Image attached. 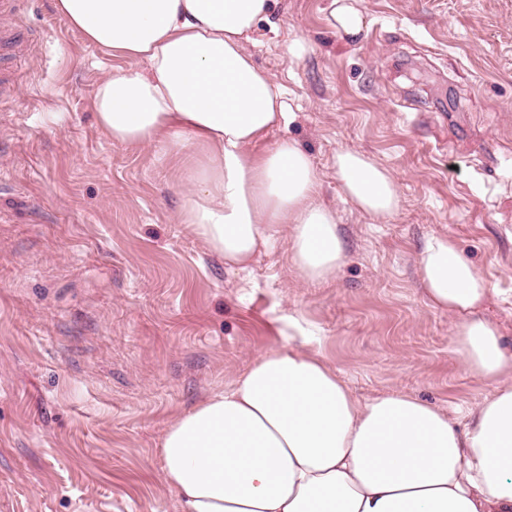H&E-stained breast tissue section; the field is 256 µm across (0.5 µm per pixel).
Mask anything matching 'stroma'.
<instances>
[{
  "mask_svg": "<svg viewBox=\"0 0 512 512\" xmlns=\"http://www.w3.org/2000/svg\"><path fill=\"white\" fill-rule=\"evenodd\" d=\"M328 0H277L246 49L284 91L295 139L336 209L347 261L298 283L279 242L232 271L177 221L174 162L109 140L94 90L112 58L20 0L28 56L0 94V512H181L158 445L171 419L228 387L259 351L309 341L362 398L403 390L481 401L416 256L452 237L488 280L512 353V0H360L353 41ZM397 178L376 224L339 195L337 150Z\"/></svg>",
  "mask_w": 512,
  "mask_h": 512,
  "instance_id": "obj_1",
  "label": "stroma"
}]
</instances>
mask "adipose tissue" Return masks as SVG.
I'll return each instance as SVG.
<instances>
[{"mask_svg": "<svg viewBox=\"0 0 512 512\" xmlns=\"http://www.w3.org/2000/svg\"><path fill=\"white\" fill-rule=\"evenodd\" d=\"M273 5L55 2L89 43L129 59L98 82L97 122L112 141L181 161L180 222L231 270L287 239L296 279L325 284L347 260L336 212L299 143L269 141L294 115L245 49ZM334 167L356 210L397 215L399 184L373 157L341 149ZM417 263L465 369L496 384L466 425L400 391L358 399L307 346L267 348L164 430L161 471L183 512H512V353L480 313L487 281L447 236L428 238Z\"/></svg>", "mask_w": 512, "mask_h": 512, "instance_id": "obj_1", "label": "adipose tissue"}]
</instances>
